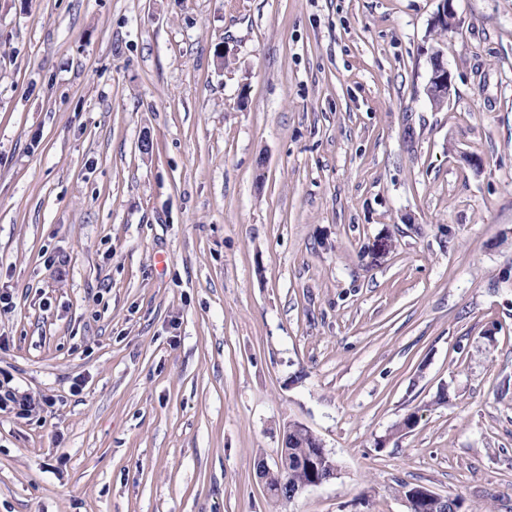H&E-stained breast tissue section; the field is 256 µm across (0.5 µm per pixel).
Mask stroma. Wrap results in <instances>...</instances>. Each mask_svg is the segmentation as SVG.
<instances>
[{
  "label": "stroma",
  "instance_id": "1",
  "mask_svg": "<svg viewBox=\"0 0 512 512\" xmlns=\"http://www.w3.org/2000/svg\"><path fill=\"white\" fill-rule=\"evenodd\" d=\"M439 5L0 0V512H512V0ZM440 64H434L429 80V87L431 96L433 98L450 97L451 92V75L445 65L440 61ZM8 384L9 382H6L4 388L2 385L3 390L0 388V409L14 411L19 417L27 416L36 406L35 400L29 394L20 392ZM296 425V422L288 423V438H285V448H288V458L283 463L285 470L282 472V477L285 480V483L288 484V491L298 488L296 492L291 494L289 501L293 500L305 489L321 485L334 478L337 472L336 463L332 465V469L327 473H324L321 470L319 461L321 458H325L327 456V451L321 440L309 428L298 423L297 428L306 431L308 435L316 440V443L319 446V456L312 458V462H309L316 445L306 432L299 430L295 431L294 427ZM308 462L309 466L312 467L315 477V479L310 483L308 482L311 480L312 471L308 467ZM402 488L401 492L406 499H408V493L410 490L411 494L410 497L413 500H410V504L408 505V512H422L424 511L421 508V505L415 501H419L421 504H423V508L428 509L426 512H434L435 509L439 506H442L447 502L448 496L440 495L431 489L427 487H407V486H400ZM409 500V499H408Z\"/></svg>",
  "mask_w": 512,
  "mask_h": 512
}]
</instances>
